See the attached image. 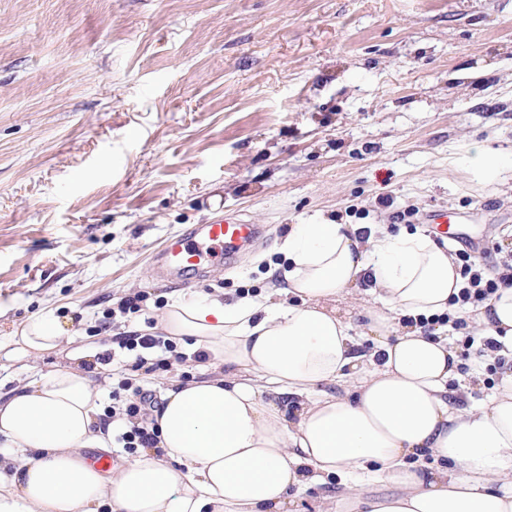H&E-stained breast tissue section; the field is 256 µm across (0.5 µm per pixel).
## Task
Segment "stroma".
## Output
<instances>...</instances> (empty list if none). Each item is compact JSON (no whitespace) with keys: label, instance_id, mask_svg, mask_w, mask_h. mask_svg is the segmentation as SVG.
<instances>
[{"label":"stroma","instance_id":"35a3bbf8","mask_svg":"<svg viewBox=\"0 0 512 512\" xmlns=\"http://www.w3.org/2000/svg\"><path fill=\"white\" fill-rule=\"evenodd\" d=\"M478 149L508 167L485 178ZM222 218L266 232L200 279L156 275ZM312 223L512 251V0H0V382L58 365L5 352L50 309L129 371L119 337L171 298L268 287Z\"/></svg>","mask_w":512,"mask_h":512}]
</instances>
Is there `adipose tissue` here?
Segmentation results:
<instances>
[{
    "instance_id": "1",
    "label": "adipose tissue",
    "mask_w": 512,
    "mask_h": 512,
    "mask_svg": "<svg viewBox=\"0 0 512 512\" xmlns=\"http://www.w3.org/2000/svg\"><path fill=\"white\" fill-rule=\"evenodd\" d=\"M280 251L281 286L162 311V332L205 352L211 375L171 380L156 447L106 473L85 456L110 443L105 388L71 351L69 319L15 330L11 358L70 362L0 393V512H301L313 490L316 512H512V373L488 405L456 406L459 348L439 322L463 312L512 348V285L459 307L448 244L424 230L295 224ZM360 281L372 302L358 336L346 306ZM374 483L388 493L366 495Z\"/></svg>"
}]
</instances>
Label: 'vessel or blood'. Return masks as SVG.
<instances>
[{
    "mask_svg": "<svg viewBox=\"0 0 512 512\" xmlns=\"http://www.w3.org/2000/svg\"><path fill=\"white\" fill-rule=\"evenodd\" d=\"M260 233L259 225L240 224L232 219L193 226L160 254L156 271L170 278L202 271L208 264H224Z\"/></svg>",
    "mask_w": 512,
    "mask_h": 512,
    "instance_id": "vessel-or-blood-1",
    "label": "vessel or blood"
}]
</instances>
